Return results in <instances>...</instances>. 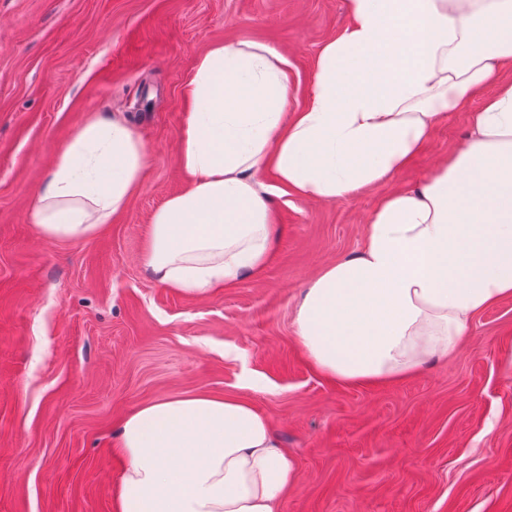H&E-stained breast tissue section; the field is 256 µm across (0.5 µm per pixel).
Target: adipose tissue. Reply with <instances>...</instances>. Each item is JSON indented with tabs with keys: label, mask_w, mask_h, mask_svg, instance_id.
Here are the masks:
<instances>
[{
	"label": "adipose tissue",
	"mask_w": 512,
	"mask_h": 512,
	"mask_svg": "<svg viewBox=\"0 0 512 512\" xmlns=\"http://www.w3.org/2000/svg\"><path fill=\"white\" fill-rule=\"evenodd\" d=\"M305 105L286 115V60L217 43L183 89L185 190L151 218L144 264L204 295L257 273L276 235L269 190L345 198L389 179L440 115L466 107V145L422 185L388 194L360 251L324 267L295 316L316 368L345 383L402 380L453 355L478 313L512 295V0H347ZM146 148L122 117L91 115L32 200L50 239L93 235L140 188ZM115 512H280L298 473L267 417L239 397L143 403L123 420Z\"/></svg>",
	"instance_id": "ef3b65f1"
}]
</instances>
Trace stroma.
Segmentation results:
<instances>
[{
    "label": "stroma",
    "instance_id": "obj_1",
    "mask_svg": "<svg viewBox=\"0 0 512 512\" xmlns=\"http://www.w3.org/2000/svg\"><path fill=\"white\" fill-rule=\"evenodd\" d=\"M346 0H0V512H115L116 433L140 404L204 392L250 401L295 459L281 512H512V296L480 312L452 357L342 384L316 370L294 312L325 265L359 251L381 200L464 146L441 117L393 177L342 199L283 192L257 273L203 297L144 266L153 213L185 187L184 83L213 44L288 62L303 107ZM131 113L149 164L93 236L45 238L31 202L89 114Z\"/></svg>",
    "mask_w": 512,
    "mask_h": 512
}]
</instances>
